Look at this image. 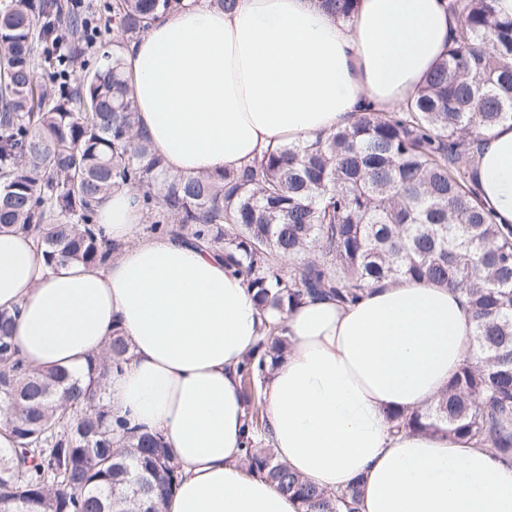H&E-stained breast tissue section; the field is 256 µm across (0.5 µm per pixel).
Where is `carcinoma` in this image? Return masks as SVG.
<instances>
[{
	"label": "carcinoma",
	"mask_w": 512,
	"mask_h": 512,
	"mask_svg": "<svg viewBox=\"0 0 512 512\" xmlns=\"http://www.w3.org/2000/svg\"><path fill=\"white\" fill-rule=\"evenodd\" d=\"M184 0H112L122 40L75 86L60 74L88 65L85 0L0 3V232L28 228L47 264L100 262L95 207L114 187L140 193L150 230L221 248L258 307L286 311L306 297L353 302L369 284L417 278L465 293L474 353L423 413L398 428H434L488 444L512 463V227L480 206L467 160L479 137L512 120V18L495 0H449L459 25L447 56L398 111L364 112L349 127L270 148L240 170L172 175L135 131L123 51ZM349 20L354 0H316ZM53 69V87L39 73ZM0 311V405L13 447L0 448V512H159L179 473L163 438L115 418L101 379L128 360L114 334L81 379L37 370ZM288 352L265 336L238 367L249 470L299 500L301 512H356L359 485L327 493L270 448L255 383Z\"/></svg>",
	"instance_id": "carcinoma-1"
}]
</instances>
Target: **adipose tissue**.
I'll return each mask as SVG.
<instances>
[{
	"mask_svg": "<svg viewBox=\"0 0 512 512\" xmlns=\"http://www.w3.org/2000/svg\"><path fill=\"white\" fill-rule=\"evenodd\" d=\"M448 0H356L353 20L314 0H209L153 23L125 54L137 126L170 173L238 170L396 111L445 56ZM470 169L495 223L512 224V122L475 146ZM137 191L112 190L97 228L105 263L49 268L33 236L0 233V309L31 367L86 374L121 331L122 372L104 383L112 414L160 433L181 477L165 512H299L242 463L237 368L269 325L289 351L265 381L270 445L330 491L360 484L359 512H512V465L469 438L396 428L392 412L433 404L473 355L461 291L380 282L350 304L308 299L260 312L222 251L173 235L140 238Z\"/></svg>",
	"mask_w": 512,
	"mask_h": 512,
	"instance_id": "1",
	"label": "adipose tissue"
}]
</instances>
